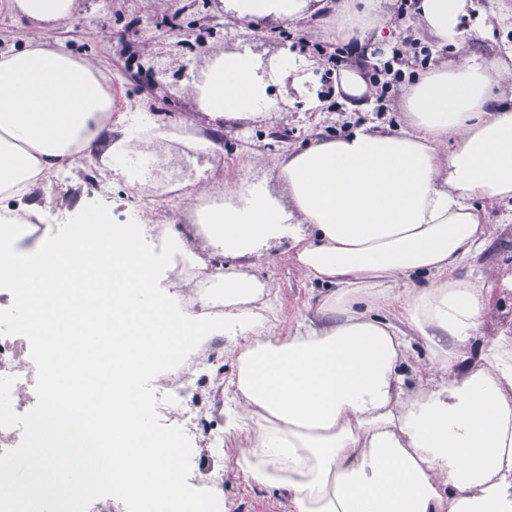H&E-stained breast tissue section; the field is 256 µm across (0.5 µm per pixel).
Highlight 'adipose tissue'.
<instances>
[{
	"label": "adipose tissue",
	"instance_id": "adipose-tissue-1",
	"mask_svg": "<svg viewBox=\"0 0 512 512\" xmlns=\"http://www.w3.org/2000/svg\"><path fill=\"white\" fill-rule=\"evenodd\" d=\"M308 2L226 0V8L240 21L288 25L307 16ZM468 2L417 0L415 23L438 48L463 47ZM0 8L31 27L22 47L0 50V199L17 202L0 219V286L48 340V404L93 412L111 428L116 491L151 512H193L183 451L156 435L140 383L148 366L177 370L182 356L225 334L235 342L224 430L245 436L236 471L284 497L288 512H512V343L472 350L484 290L456 274L493 234L484 204L512 200V96L493 92L512 78L511 63L464 55L432 64L400 86L399 130L362 125L275 156L270 179L201 185L192 221L202 240L169 228L156 253L144 226L112 223L113 180L140 193L151 179L150 143L212 153L217 140L160 127L140 106L117 112L106 68L45 38L77 0H0ZM335 10L340 39L389 22L379 0H337ZM305 64L290 51L264 60L230 50L208 62L190 93L215 122L284 112L271 90L289 76L314 108ZM93 156L103 177L96 197L61 196L69 222L30 238L41 217L34 191ZM284 238L308 280L328 291L281 336L256 308L271 299L268 283L218 260L258 258ZM175 256L197 271L184 291L201 306L223 305V321L187 315L180 295L163 290L158 260ZM418 276L428 285L413 287ZM416 337L429 363L413 381ZM30 431L52 479H2L0 497L37 503L47 486L83 487L85 471L56 449L62 425L38 416Z\"/></svg>",
	"mask_w": 512,
	"mask_h": 512
}]
</instances>
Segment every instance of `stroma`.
Returning <instances> with one entry per match:
<instances>
[{"mask_svg":"<svg viewBox=\"0 0 512 512\" xmlns=\"http://www.w3.org/2000/svg\"><path fill=\"white\" fill-rule=\"evenodd\" d=\"M335 27L332 12L309 19L304 28L286 27L273 18L249 25L234 22L223 0H79L74 18L48 31L46 37L65 51L102 62L111 71L112 86L118 94L117 112H124L130 103L149 104L165 127L179 125L189 116L206 124L207 118L200 115L188 85L214 56L247 48L268 59L286 49L302 48L325 102L321 111L294 108L284 117L272 112L225 120L216 134L218 151L189 153L175 163L165 160L168 144H155L160 155L159 175L192 187L221 179L256 181L269 173L270 161L277 154L316 138L336 137L346 121L354 126L370 122L389 129L401 125L398 91H391L385 102H371L362 112L349 111L338 100L334 93L338 74L330 60L337 47L332 36ZM463 28L474 55L491 57L512 51V0H472ZM154 62L162 63L167 73L161 78L162 91L152 96L146 91L152 78L143 68ZM99 179L97 162L92 158L51 178L34 197L43 207L39 232H55L61 224L55 207L61 193L93 197ZM110 197L113 223L172 224L184 233L192 230L187 199L135 196L118 181L113 182ZM487 217L498 227L496 236L477 256L465 258L458 269L460 276H479L485 289L487 316L477 336L485 345L512 337V202L488 207ZM224 268L255 275L271 286L276 308L272 330L280 335L309 315L321 291L320 285L308 282L283 259L280 246L275 244L266 248L263 262L248 256L228 258ZM230 343L229 337H212L184 360L185 366H202L183 399L184 406L196 410L200 422L198 433L185 442L188 480L196 486L223 476L226 512H255L258 504L268 506L270 512H286L276 497L251 486L232 470L238 443L224 433V384L232 373L224 348ZM215 435L224 438L222 451L213 448L211 438Z\"/></svg>","mask_w":512,"mask_h":512,"instance_id":"obj_1","label":"stroma"}]
</instances>
